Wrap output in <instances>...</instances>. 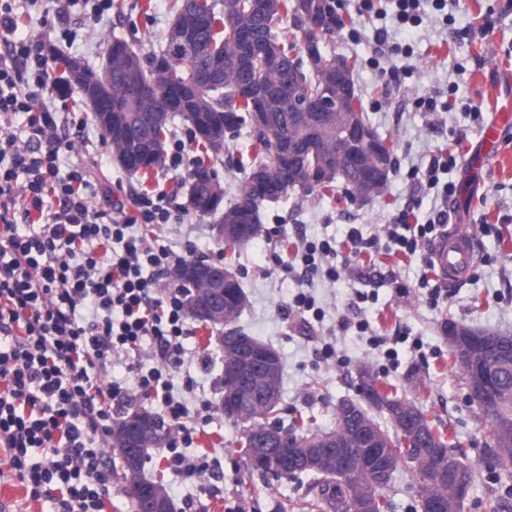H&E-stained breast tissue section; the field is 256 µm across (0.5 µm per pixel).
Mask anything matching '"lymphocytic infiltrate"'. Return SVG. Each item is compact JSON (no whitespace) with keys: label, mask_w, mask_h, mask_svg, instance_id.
Segmentation results:
<instances>
[{"label":"lymphocytic infiltrate","mask_w":512,"mask_h":512,"mask_svg":"<svg viewBox=\"0 0 512 512\" xmlns=\"http://www.w3.org/2000/svg\"><path fill=\"white\" fill-rule=\"evenodd\" d=\"M0 0V448L35 499L62 512H102L112 470L94 443L109 434L122 399L160 402L177 437L168 466L183 478L215 467L186 457L196 438L189 410L173 393L161 363L139 356L144 337L180 351L189 329L181 289L157 295V283L179 259L159 239L134 234L137 224H166L177 210L166 192L135 200L134 215L106 218L91 200L97 187L85 169L62 167L73 129L44 102L50 44L21 38V5ZM25 114V141L9 118ZM130 355L135 384L101 387L112 354Z\"/></svg>","instance_id":"lymphocytic-infiltrate-1"}]
</instances>
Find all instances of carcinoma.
<instances>
[{"instance_id": "carcinoma-1", "label": "carcinoma", "mask_w": 512, "mask_h": 512, "mask_svg": "<svg viewBox=\"0 0 512 512\" xmlns=\"http://www.w3.org/2000/svg\"><path fill=\"white\" fill-rule=\"evenodd\" d=\"M322 12L330 16L334 26L330 28L329 35H334L344 26L341 15L336 13V0H319ZM295 0H278L275 6H270L269 0H233L229 4L236 20L249 27L255 37L254 50L250 59L243 64L236 63L241 57L239 43L231 37L225 23L224 0H174L172 5L173 19L167 35L166 49L159 55H153L144 60L140 66L139 78L141 82H148L154 75L163 72L174 81L193 79L207 72L216 62L229 61L231 66L221 73V78L212 83L199 84L196 112L192 117L171 115L170 119L180 118L189 125L193 141L200 148V154L191 161L190 168L183 180V186L188 194V205L195 212L203 216H212L217 224H225L229 219L241 213L239 203L224 206V200L212 201L207 188L196 181V177L204 172L217 180L214 164L220 161V156L213 155L207 143L198 136L200 127L210 125L221 127L224 123V109L231 107L235 116L234 131L241 128L249 129V136L254 151L248 159L247 167L253 169L268 161L273 146V139H288L294 143L304 139L308 127L310 113L280 98L279 86L288 84L293 79L296 84L306 87V91L313 95L321 84L320 64L332 62L336 56L329 54L324 46H319L318 55L308 59L301 50V34L304 32L302 18L294 8ZM205 18L204 30L199 35L197 50L183 52L172 51V45L178 41L183 29L192 24L197 18ZM291 21L293 30L287 33L277 31L278 24ZM294 52L297 57L298 69L293 75L286 70H270L263 76L264 95L268 99V110L274 117L276 132L274 135L257 133L251 130V107L249 101L236 98L239 84L251 79L255 74L262 72L263 62L270 57L288 58ZM124 55L114 52L105 57L101 69L91 70L103 82L105 91L114 99H124L129 88L124 77ZM142 106H137L131 113L132 121L124 140H110L112 151L115 154H131L134 156H150V159L134 173L141 174L144 180H149L152 172L160 167L164 161L163 153L165 139L169 132V124L150 129L141 121ZM342 182L347 193L354 192L352 183L356 182V174L346 167L339 174H334L326 182H319L304 194L316 192L322 196L335 193L336 182ZM273 182L280 185L281 196H286L298 190L295 178L291 172L276 171ZM247 296L239 279H234L224 289V305L229 309V334L224 336L223 363L235 361V352L231 340L238 336L248 342L258 351L266 352L273 349L270 343L259 341L235 327L236 320L245 307ZM496 351L490 354L502 372V387L500 401L495 409L485 413V421L493 447L498 449L495 454L496 468L500 476L512 480V452L501 453L503 447L502 433L512 436V336L494 334ZM360 390L364 401L371 407L387 412L389 425L383 426L375 421L368 411L360 404L351 402L336 408L337 426L332 432H321L314 428L311 418L298 415L292 418L289 424H284L275 417L279 411L282 394L270 401L265 398V373L260 369L259 360L254 358L246 362L241 370V383L251 394L255 410L250 421L242 424L243 435L242 452L248 472H255L257 468L253 460L266 452V447L256 438V432L263 429L267 423L275 425V429L282 436V444L295 445L299 442H311L322 438H330L336 444L344 446L349 454L352 464L350 473L339 475L332 470L322 467L320 469L300 468L289 478H296L301 474L312 476L311 487L315 490V498L310 506L325 512H348L349 499L356 493H363L371 497L372 512H389V500L383 495V490L392 478V472H386L379 467H369L363 462L364 446L358 437L359 430L368 428L376 432L379 446L392 453L393 462L398 458L414 460L423 452L431 453L432 465L419 475L422 480L418 506L421 512L429 508L426 494L435 493L442 509H451L460 512L464 501L458 497L456 480L464 481L468 487H474L480 472L462 463L459 460L460 449L448 439L445 430L436 426L429 420L424 410L413 406V411L404 413L400 411L401 399L388 390V384L381 381L376 374L368 369L360 373ZM151 459V449H146L139 459L138 471L140 482L150 488H158L167 492L164 480L145 475L146 461ZM454 464V474L458 479L448 476V463Z\"/></svg>"}]
</instances>
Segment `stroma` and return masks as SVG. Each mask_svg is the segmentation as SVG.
Masks as SVG:
<instances>
[{
	"instance_id": "35a3bbf8",
	"label": "stroma",
	"mask_w": 512,
	"mask_h": 512,
	"mask_svg": "<svg viewBox=\"0 0 512 512\" xmlns=\"http://www.w3.org/2000/svg\"><path fill=\"white\" fill-rule=\"evenodd\" d=\"M173 0H112L103 15L87 19L70 0H42L25 18L20 35H41L55 43L54 58L72 57L100 68L112 38L125 40L141 54L166 46ZM344 27L326 43L335 54L357 59L353 79L371 125L394 143L397 171L382 196L357 203L336 190L329 197L289 193L265 207L260 234L229 251L213 230V217L187 209L169 223L139 226V233L164 241L175 253L192 251L209 261L232 253L247 294L236 325L254 338L272 343L282 360L280 416L313 417L318 430L336 428V406L361 402L359 371L371 367L400 398L416 402L438 427L466 452L480 479L463 512H496L512 485L489 466L492 447L484 417L468 396L464 373L455 363L442 329L463 323L491 333L512 335V118L501 128V154L480 162L481 138L503 113L512 115V0H422L421 19L399 24L394 0H374L375 10L360 11V0H337ZM492 23L487 37L477 29ZM433 101V110L423 101ZM47 106L85 121L83 136L62 151V166L83 167L100 188H113L111 201L93 198L92 206L135 210L133 197L172 191L181 170L162 167L151 181L119 167L103 141L91 111L78 92L50 94ZM215 167L225 202H235L244 173L239 167L251 146L247 134L228 142ZM445 154L453 163L437 184L411 181L407 172L426 167ZM443 217L447 227L473 235L479 245L476 269L446 299L429 304V287L440 286L435 271L425 270L420 255L391 249L386 225L407 219L423 224ZM492 225L484 233L483 225ZM375 240V247L353 255L351 229ZM332 238L348 264L337 280L304 274L298 259L303 242ZM428 277L421 288L420 277ZM311 296L316 313L292 309L298 294ZM368 331L359 332L357 322ZM191 332L169 364L197 429L186 456L208 455L217 468L194 482L183 481L164 460L165 449L152 450L146 475H164L175 512H309L310 479H276L249 474L240 448L242 430L225 417L222 400L223 327L190 320ZM395 349L389 362L387 349ZM206 417H199L201 403ZM420 480L414 465L399 461L384 494L390 512H415ZM54 501L34 500L9 468L0 469V512H57Z\"/></svg>"
}]
</instances>
